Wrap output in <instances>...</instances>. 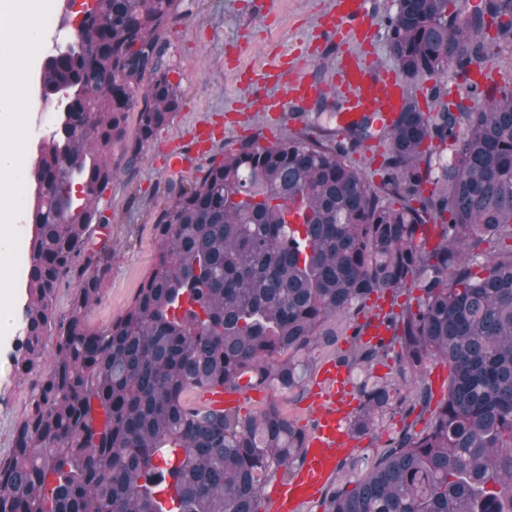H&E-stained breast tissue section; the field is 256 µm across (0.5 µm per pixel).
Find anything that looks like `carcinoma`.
Instances as JSON below:
<instances>
[{
	"instance_id": "cac0c4a2",
	"label": "carcinoma",
	"mask_w": 512,
	"mask_h": 512,
	"mask_svg": "<svg viewBox=\"0 0 512 512\" xmlns=\"http://www.w3.org/2000/svg\"><path fill=\"white\" fill-rule=\"evenodd\" d=\"M181 4L94 0L39 70L42 95L66 98L28 169L38 193L10 358L36 380L0 455V512H159L168 480L174 512H260L269 478L300 467L306 430L274 402L243 416L187 394L244 378L293 390L337 316L352 333L336 363L361 373L351 433L402 425L323 512H512V70L472 86L473 68L512 47V0H396L383 19L406 84L393 123L370 113L213 151L190 184H167L153 268L124 314L93 327L112 274L102 199L178 108L164 32ZM372 140L387 144L376 183L352 160ZM375 318L387 335L365 341Z\"/></svg>"
}]
</instances>
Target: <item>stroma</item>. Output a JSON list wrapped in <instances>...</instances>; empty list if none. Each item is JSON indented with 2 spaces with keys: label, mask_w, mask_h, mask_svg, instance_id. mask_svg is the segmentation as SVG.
Listing matches in <instances>:
<instances>
[{
  "label": "stroma",
  "mask_w": 512,
  "mask_h": 512,
  "mask_svg": "<svg viewBox=\"0 0 512 512\" xmlns=\"http://www.w3.org/2000/svg\"><path fill=\"white\" fill-rule=\"evenodd\" d=\"M180 17L165 36L172 58L171 80L181 97L167 126L146 148L143 166L135 176L120 175L104 195L112 214V278L90 313L93 325L102 327L122 315L132 303L156 258L154 218L165 203L164 186L172 181L189 182L195 169L168 170L164 158L174 142L187 141L201 121L212 129V143L234 144L255 132L266 141L280 138L284 129L299 130L300 121H274L260 112L259 94L278 93V86L263 91L245 86L252 71L271 60L290 57L294 66L320 74L332 67L346 51L344 44L323 40L320 27L336 0H183ZM62 0H54L49 12L56 24L28 64L33 83L23 105L26 126L40 120L45 109L34 80L55 47L69 43L66 27L60 26ZM25 266L16 264L5 275L16 297L9 313L10 324L0 330V451L10 444L15 422L29 402V383L19 380L10 355L22 326L26 300Z\"/></svg>",
  "instance_id": "stroma-1"
}]
</instances>
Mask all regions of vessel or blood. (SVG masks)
<instances>
[{
    "instance_id": "1",
    "label": "vessel or blood",
    "mask_w": 512,
    "mask_h": 512,
    "mask_svg": "<svg viewBox=\"0 0 512 512\" xmlns=\"http://www.w3.org/2000/svg\"><path fill=\"white\" fill-rule=\"evenodd\" d=\"M372 28L367 0H336L335 8L324 20L322 31L328 38L357 42ZM267 72L285 86L283 93L261 99L262 110L276 115L310 98L322 96L330 86L335 87L341 98V108L336 114V123L341 127L358 121L369 112L379 113L384 120H392L402 103V84L387 71L350 51L328 73L323 83L304 73L290 74L284 60L269 64ZM243 398L242 391L225 385L200 388L194 395L196 405L215 410L236 408ZM312 405L305 462L294 477L277 483L268 493L267 504L271 512H305L333 482L337 465L349 450L351 439L347 422L354 405L345 369L332 362L323 366L315 384Z\"/></svg>"
}]
</instances>
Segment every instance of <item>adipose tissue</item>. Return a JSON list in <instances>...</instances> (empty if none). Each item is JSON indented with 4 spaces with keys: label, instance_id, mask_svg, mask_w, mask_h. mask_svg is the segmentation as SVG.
<instances>
[{
    "label": "adipose tissue",
    "instance_id": "1",
    "mask_svg": "<svg viewBox=\"0 0 512 512\" xmlns=\"http://www.w3.org/2000/svg\"><path fill=\"white\" fill-rule=\"evenodd\" d=\"M50 0H0V268L14 258L13 212L20 189L25 131L21 107L28 94L23 63L43 39L36 24Z\"/></svg>",
    "mask_w": 512,
    "mask_h": 512
}]
</instances>
